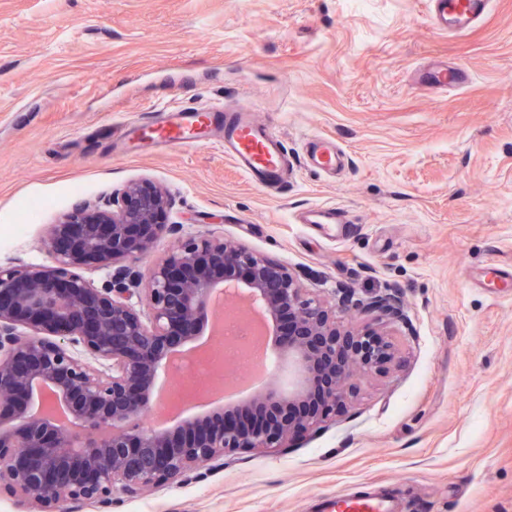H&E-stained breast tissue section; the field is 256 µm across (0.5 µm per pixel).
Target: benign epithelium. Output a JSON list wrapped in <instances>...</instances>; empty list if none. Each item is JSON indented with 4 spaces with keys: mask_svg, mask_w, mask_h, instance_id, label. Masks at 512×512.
Wrapping results in <instances>:
<instances>
[{
    "mask_svg": "<svg viewBox=\"0 0 512 512\" xmlns=\"http://www.w3.org/2000/svg\"><path fill=\"white\" fill-rule=\"evenodd\" d=\"M170 205L164 188L132 183L51 225L53 263L0 267V487L30 512L136 497L241 450L285 448L336 412L353 377L398 367L388 338L406 320L397 290L366 302L344 296L366 323L342 329L292 270L205 235L179 241L140 274L161 235L178 233L158 222ZM89 266L112 271L111 280L97 287L82 275ZM222 296L263 319L294 383L271 382L216 423L207 415L141 426L161 367L216 317Z\"/></svg>",
    "mask_w": 512,
    "mask_h": 512,
    "instance_id": "7a95c632",
    "label": "benign epithelium"
}]
</instances>
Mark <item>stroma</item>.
I'll list each match as a JSON object with an SVG mask.
<instances>
[{"mask_svg": "<svg viewBox=\"0 0 512 512\" xmlns=\"http://www.w3.org/2000/svg\"><path fill=\"white\" fill-rule=\"evenodd\" d=\"M438 64L468 84L422 87ZM163 103L254 111L284 137L285 184L253 187L216 128L197 148L129 146ZM321 137L346 153L336 173L309 164ZM131 183L166 188L181 227L151 260L208 233L332 306L342 285L399 289L403 367L357 379L290 447L60 512H320L357 490L398 512H512V0L460 35L430 27L427 0H0V265L51 263L49 225ZM314 205L346 223H300Z\"/></svg>", "mask_w": 512, "mask_h": 512, "instance_id": "35a3bbf8", "label": "stroma"}]
</instances>
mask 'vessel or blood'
<instances>
[{"label":"vessel or blood","mask_w":512,"mask_h":512,"mask_svg":"<svg viewBox=\"0 0 512 512\" xmlns=\"http://www.w3.org/2000/svg\"><path fill=\"white\" fill-rule=\"evenodd\" d=\"M490 0H429V21L443 33L462 34L479 24L488 14ZM465 70L434 66L423 70L422 85L450 91L465 83ZM211 111L193 109L163 110L149 136L158 146L192 147L200 134L212 126ZM224 154L258 189L280 186L286 174L288 158L280 137L251 113L235 112L224 122ZM311 163L322 171L341 167L342 151L326 139L313 144ZM328 512H393L381 499L372 496L339 494L330 498Z\"/></svg>","instance_id":"b4317fda"}]
</instances>
